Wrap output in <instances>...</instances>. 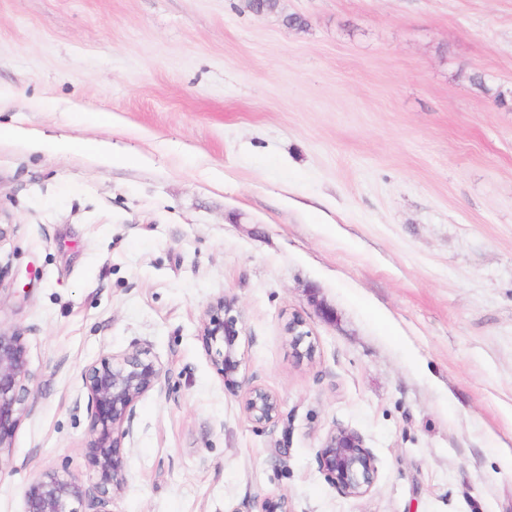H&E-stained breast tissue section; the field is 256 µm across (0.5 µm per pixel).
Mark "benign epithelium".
I'll list each match as a JSON object with an SVG mask.
<instances>
[{
	"instance_id": "7a95c632",
	"label": "benign epithelium",
	"mask_w": 512,
	"mask_h": 512,
	"mask_svg": "<svg viewBox=\"0 0 512 512\" xmlns=\"http://www.w3.org/2000/svg\"><path fill=\"white\" fill-rule=\"evenodd\" d=\"M233 302L218 299L206 312L199 338L224 384H238L241 366L237 351L239 318L232 314ZM287 333L295 347L305 346L300 355L311 359L316 348L306 341L311 335L298 315L288 320ZM163 369L147 347L133 345L108 353L82 372L94 439L88 454L94 468L98 496L79 481L56 470L43 472L24 493V512H86L104 506L108 495L121 493L124 477L123 442L129 435L137 402L161 385ZM34 376L28 368L26 345L21 334L0 327V469L10 461L12 439L21 420L30 412L35 395ZM277 395L259 386L248 389L245 410L256 424L274 422L280 415ZM318 464L329 482L348 497H362L371 489L377 474L375 459L355 431L336 428L318 452ZM258 512H290L285 496L267 497Z\"/></svg>"
}]
</instances>
